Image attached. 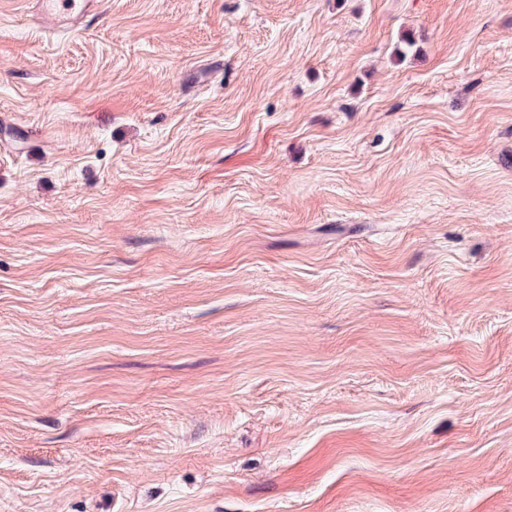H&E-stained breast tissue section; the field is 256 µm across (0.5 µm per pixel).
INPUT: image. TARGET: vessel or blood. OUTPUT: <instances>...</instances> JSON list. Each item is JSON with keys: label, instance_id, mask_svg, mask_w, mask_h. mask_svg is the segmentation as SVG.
<instances>
[{"label": "vessel or blood", "instance_id": "b4317fda", "mask_svg": "<svg viewBox=\"0 0 512 512\" xmlns=\"http://www.w3.org/2000/svg\"><path fill=\"white\" fill-rule=\"evenodd\" d=\"M30 12L45 33L66 37L86 29L104 13L103 0H30Z\"/></svg>", "mask_w": 512, "mask_h": 512}]
</instances>
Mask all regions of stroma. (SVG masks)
Returning <instances> with one entry per match:
<instances>
[{
	"instance_id": "35a3bbf8",
	"label": "stroma",
	"mask_w": 512,
	"mask_h": 512,
	"mask_svg": "<svg viewBox=\"0 0 512 512\" xmlns=\"http://www.w3.org/2000/svg\"><path fill=\"white\" fill-rule=\"evenodd\" d=\"M28 12L0 512H512V0ZM30 13L49 36L67 37L104 13L102 0H31Z\"/></svg>"
}]
</instances>
